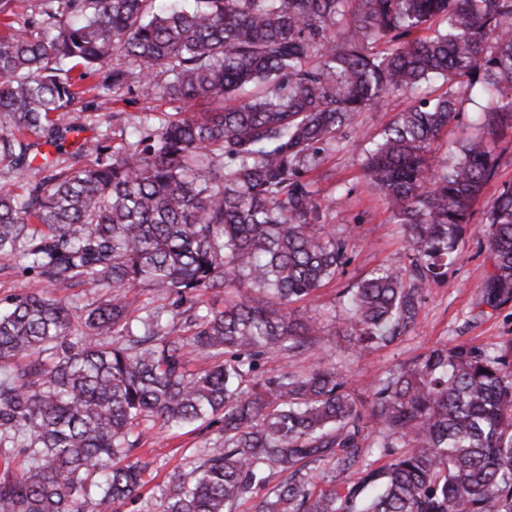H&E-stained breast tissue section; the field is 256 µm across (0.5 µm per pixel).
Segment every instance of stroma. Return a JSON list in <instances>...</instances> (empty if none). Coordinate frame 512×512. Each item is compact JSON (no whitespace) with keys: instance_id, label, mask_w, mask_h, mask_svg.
I'll return each mask as SVG.
<instances>
[{"instance_id":"obj_1","label":"stroma","mask_w":512,"mask_h":512,"mask_svg":"<svg viewBox=\"0 0 512 512\" xmlns=\"http://www.w3.org/2000/svg\"><path fill=\"white\" fill-rule=\"evenodd\" d=\"M410 103L408 96L396 95L387 99L383 111L359 113L352 126L343 131L334 151L327 153L311 175L320 197L333 203L325 216L326 224L337 233H353L354 239L343 271L320 288L313 299L299 302L297 308L322 325L326 353L336 360L351 388L359 390L372 380L387 376L398 364L437 345L478 347L490 341L504 347L512 345V301L492 309L486 307L482 292V283L491 270L484 237L486 211L503 184L512 183L511 131L506 132L500 143L495 175L473 207L472 224L458 259L449 265L441 281L426 284L420 292L415 328L361 358L352 352L343 336L348 317L341 299L343 289L359 282L376 267L402 268L409 264L404 230L377 192L366 186L362 158L365 135H376L391 115ZM482 105L478 98L459 101V112L433 153L435 160H453L457 141L477 135L476 118ZM170 110V105L142 99L134 91L125 93L122 101L113 105L92 92L74 106L72 115L76 123L82 124L85 136L106 132L116 146L130 136L142 118H150L156 124L166 119ZM216 434L213 427L150 430L140 451L148 464L143 496L126 503L121 512H158L169 487L190 471L200 448Z\"/></svg>"}]
</instances>
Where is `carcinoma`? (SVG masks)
Wrapping results in <instances>:
<instances>
[{
  "label": "carcinoma",
  "mask_w": 512,
  "mask_h": 512,
  "mask_svg": "<svg viewBox=\"0 0 512 512\" xmlns=\"http://www.w3.org/2000/svg\"><path fill=\"white\" fill-rule=\"evenodd\" d=\"M0 0V255L50 286L0 304V512H118L141 497L147 431L220 425L161 512H512V352L441 345L352 389L292 305L346 264L308 174L356 114L441 79L369 138L363 174L404 228L409 266L345 289L364 354L415 324L454 261L512 130V0ZM173 105L119 147L42 156L90 89ZM480 133L432 146L461 97ZM486 303L512 298V184L486 214ZM224 307H201L209 294ZM174 296L171 311L137 298ZM201 354L211 366L187 372ZM285 364L262 374L270 359ZM389 462L359 457L360 442ZM327 467L319 493L298 464Z\"/></svg>",
  "instance_id": "1"
}]
</instances>
